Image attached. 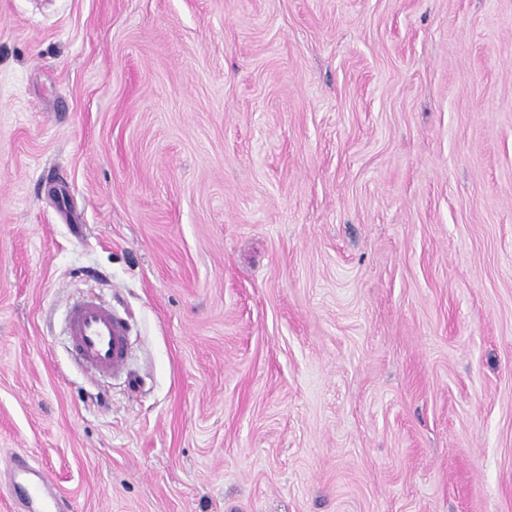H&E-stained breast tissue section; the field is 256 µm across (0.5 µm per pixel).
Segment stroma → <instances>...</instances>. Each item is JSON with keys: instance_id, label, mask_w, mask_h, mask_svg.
<instances>
[{"instance_id": "obj_1", "label": "stroma", "mask_w": 512, "mask_h": 512, "mask_svg": "<svg viewBox=\"0 0 512 512\" xmlns=\"http://www.w3.org/2000/svg\"><path fill=\"white\" fill-rule=\"evenodd\" d=\"M20 450L71 512H512V0H0V512ZM75 357L93 374L118 376L130 360L129 326L112 308L92 298L75 303L67 316Z\"/></svg>"}]
</instances>
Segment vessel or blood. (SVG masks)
<instances>
[{
	"label": "vessel or blood",
	"mask_w": 512,
	"mask_h": 512,
	"mask_svg": "<svg viewBox=\"0 0 512 512\" xmlns=\"http://www.w3.org/2000/svg\"><path fill=\"white\" fill-rule=\"evenodd\" d=\"M67 330L73 354L90 373L117 376L127 371L129 326L112 308L91 298L79 301L68 313ZM10 475L24 489L25 512H67L69 501L23 457H16Z\"/></svg>",
	"instance_id": "vessel-or-blood-1"
}]
</instances>
